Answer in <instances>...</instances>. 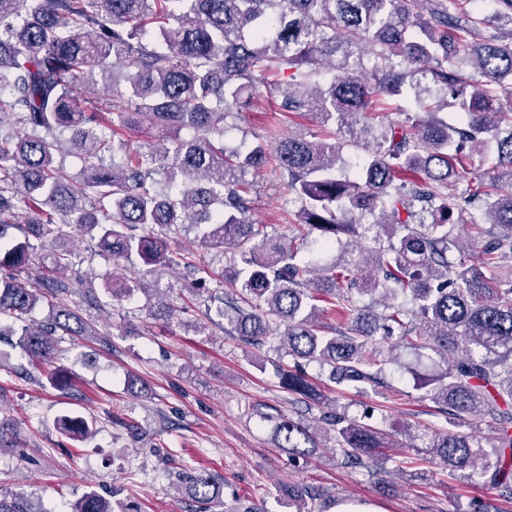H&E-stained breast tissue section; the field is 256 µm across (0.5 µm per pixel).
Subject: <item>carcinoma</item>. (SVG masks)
<instances>
[{
  "instance_id": "carcinoma-1",
  "label": "carcinoma",
  "mask_w": 512,
  "mask_h": 512,
  "mask_svg": "<svg viewBox=\"0 0 512 512\" xmlns=\"http://www.w3.org/2000/svg\"><path fill=\"white\" fill-rule=\"evenodd\" d=\"M0 0V337L16 336L52 385L55 336L88 333L67 306L95 281L56 276L72 264L60 246L67 224L95 241L107 263L185 269L187 287L212 280L168 243L183 224L206 249L236 247L240 264L224 296L212 288L224 332L259 346L278 336L294 360L279 367L293 403H326L306 366L330 369L338 385L383 384L384 344L442 361L418 380L442 414L490 419V448L445 428L429 460L482 483L512 503V0ZM288 73L285 84L272 77ZM275 94L280 112H312L326 137L282 136L224 144L242 99ZM407 96L400 120L375 124L387 96ZM455 109V120L441 114ZM165 131L146 142L150 166L131 151L144 123ZM363 152L353 177L339 176L343 146ZM82 163L79 186L60 164ZM272 172L298 196L295 233L284 241L249 217L253 184ZM26 219H18L20 206ZM481 240L469 262L453 214ZM374 232L363 261L300 264L309 235L324 248ZM37 241L52 250V274L36 273ZM371 295V306L357 297ZM51 319L30 323L39 302ZM382 311H376V307ZM326 313L332 324L320 323ZM369 410L322 415L323 430L280 416L278 448L293 460L318 453L334 432L336 453L364 476L383 469L392 447ZM67 435L91 431L65 416ZM201 505L214 500L207 475L180 476ZM0 512H36L0 498ZM72 512H112L88 494Z\"/></svg>"
}]
</instances>
